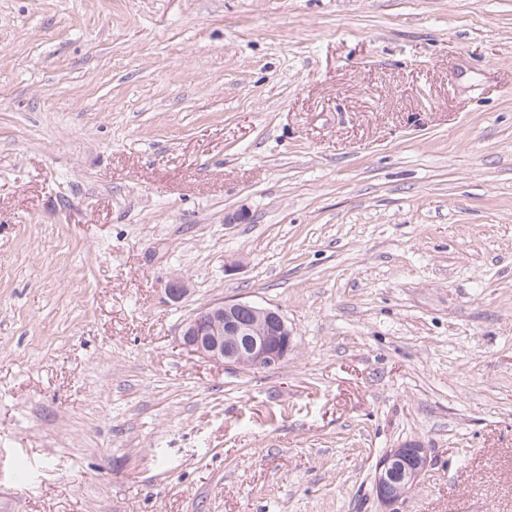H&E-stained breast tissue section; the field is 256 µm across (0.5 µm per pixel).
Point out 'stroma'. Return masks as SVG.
<instances>
[{
    "instance_id": "35a3bbf8",
    "label": "stroma",
    "mask_w": 512,
    "mask_h": 512,
    "mask_svg": "<svg viewBox=\"0 0 512 512\" xmlns=\"http://www.w3.org/2000/svg\"><path fill=\"white\" fill-rule=\"evenodd\" d=\"M236 299L283 365L181 346ZM413 444L394 512H512V0H0V512H381ZM183 348L238 369L278 367L293 351V332L278 308L249 301L219 302L185 321ZM393 448L378 462L374 488L378 501L386 508L396 503L418 480L428 462L427 448L409 445Z\"/></svg>"
}]
</instances>
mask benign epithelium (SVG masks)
<instances>
[{
    "label": "benign epithelium",
    "mask_w": 512,
    "mask_h": 512,
    "mask_svg": "<svg viewBox=\"0 0 512 512\" xmlns=\"http://www.w3.org/2000/svg\"><path fill=\"white\" fill-rule=\"evenodd\" d=\"M188 280L173 276L168 294L185 297ZM186 350L238 369L278 367L293 351V332L280 310L249 301L219 302L199 309L181 328ZM428 462V449L419 445L389 450L378 462L374 488L386 508L415 488Z\"/></svg>",
    "instance_id": "7a95c632"
}]
</instances>
